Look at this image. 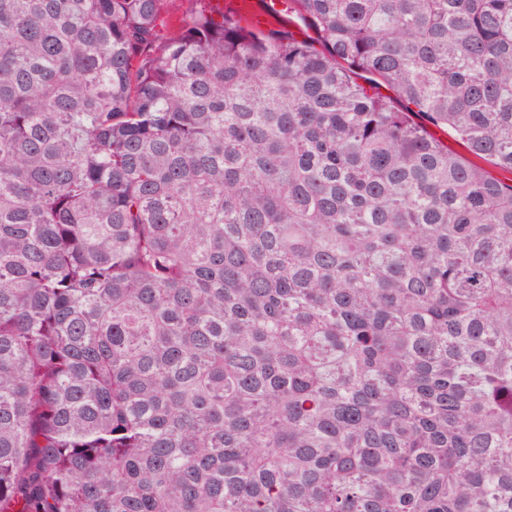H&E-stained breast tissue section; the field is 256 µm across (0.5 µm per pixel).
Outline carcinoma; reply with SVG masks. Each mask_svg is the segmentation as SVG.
<instances>
[{"label": "carcinoma", "mask_w": 512, "mask_h": 512, "mask_svg": "<svg viewBox=\"0 0 512 512\" xmlns=\"http://www.w3.org/2000/svg\"><path fill=\"white\" fill-rule=\"evenodd\" d=\"M195 2L0 0V512H512V0ZM286 2V9L283 11V18L279 19L277 22L272 24L271 26L267 27L266 31L274 29V30H285V31H291L293 32L297 37L299 38H307V37H313L314 34L312 30L308 29L304 23L297 17L295 13H289L288 14V5L289 7L292 6L288 4V0H283ZM288 15L290 18V21L288 22Z\"/></svg>", "instance_id": "1"}]
</instances>
